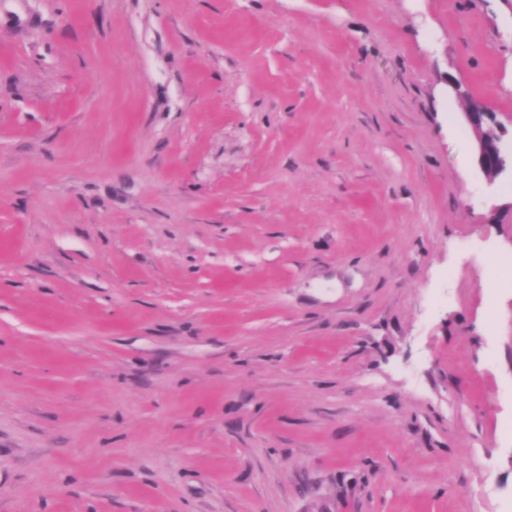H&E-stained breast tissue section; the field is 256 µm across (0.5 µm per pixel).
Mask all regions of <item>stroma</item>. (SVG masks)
I'll return each instance as SVG.
<instances>
[{
  "instance_id": "35a3bbf8",
  "label": "stroma",
  "mask_w": 512,
  "mask_h": 512,
  "mask_svg": "<svg viewBox=\"0 0 512 512\" xmlns=\"http://www.w3.org/2000/svg\"><path fill=\"white\" fill-rule=\"evenodd\" d=\"M512 0H0V512H512ZM464 117L467 124L480 131L476 147L480 170L491 180L501 175L510 176L512 180V144L510 152L501 147L503 127L487 112H466Z\"/></svg>"
}]
</instances>
